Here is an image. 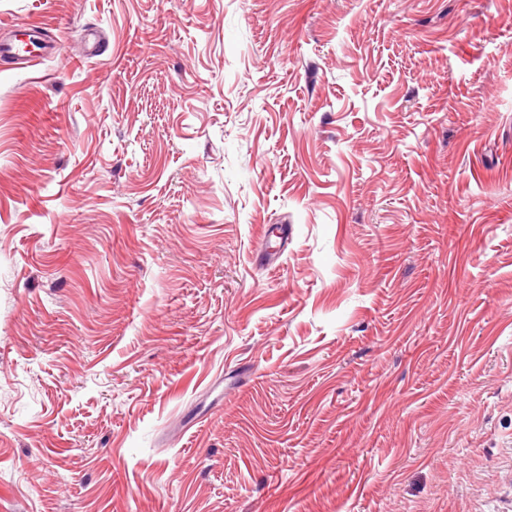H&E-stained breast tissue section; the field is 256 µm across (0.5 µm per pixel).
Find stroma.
Here are the masks:
<instances>
[{"label": "stroma", "mask_w": 512, "mask_h": 512, "mask_svg": "<svg viewBox=\"0 0 512 512\" xmlns=\"http://www.w3.org/2000/svg\"><path fill=\"white\" fill-rule=\"evenodd\" d=\"M0 512H512V0H0Z\"/></svg>", "instance_id": "stroma-1"}]
</instances>
